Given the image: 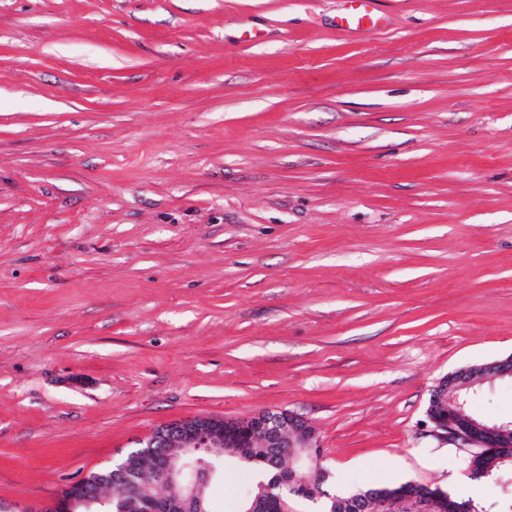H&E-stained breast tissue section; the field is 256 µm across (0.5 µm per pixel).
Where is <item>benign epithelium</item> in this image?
<instances>
[{
	"label": "benign epithelium",
	"instance_id": "1",
	"mask_svg": "<svg viewBox=\"0 0 512 512\" xmlns=\"http://www.w3.org/2000/svg\"><path fill=\"white\" fill-rule=\"evenodd\" d=\"M490 367L492 373L481 375L477 381L492 377L512 378V355L490 364ZM473 385L474 381L468 374L461 372L455 375L446 389L432 390L433 397L445 400L448 415L441 420L428 417L425 426L433 435L463 448H511V423H481L464 414L463 404L459 402L460 392ZM170 440L181 448L186 457L208 453L213 448H224L228 443L250 446L259 443L264 448L273 449L272 456L287 458L298 471L304 468L305 461L317 447L313 427L301 415L288 410L277 414L265 412L257 416L251 426L242 429L228 419L222 423L208 417L187 419L172 424ZM153 445L154 439L149 436L141 442L143 450L140 451L141 455L153 459L152 473L168 490L176 492L178 502L192 500L197 484L210 478L212 470H198L193 473V479L188 480L183 475V468L179 467V461L164 452L155 453ZM283 482L284 479L280 478L267 486L266 509H261L254 501L245 512H288V504L281 494ZM105 494L114 498L112 477L88 474L62 489L41 512H80L82 507L89 509L93 504L102 502Z\"/></svg>",
	"mask_w": 512,
	"mask_h": 512
}]
</instances>
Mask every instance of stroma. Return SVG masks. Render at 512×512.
<instances>
[{"instance_id":"stroma-1","label":"stroma","mask_w":512,"mask_h":512,"mask_svg":"<svg viewBox=\"0 0 512 512\" xmlns=\"http://www.w3.org/2000/svg\"><path fill=\"white\" fill-rule=\"evenodd\" d=\"M0 0V500L288 410L329 493L512 512L426 435L512 355V0ZM512 421V379L467 394ZM211 512L256 469L213 449ZM343 3L340 23L349 29H361L365 25L375 28L382 20L376 8L378 0H341Z\"/></svg>"}]
</instances>
